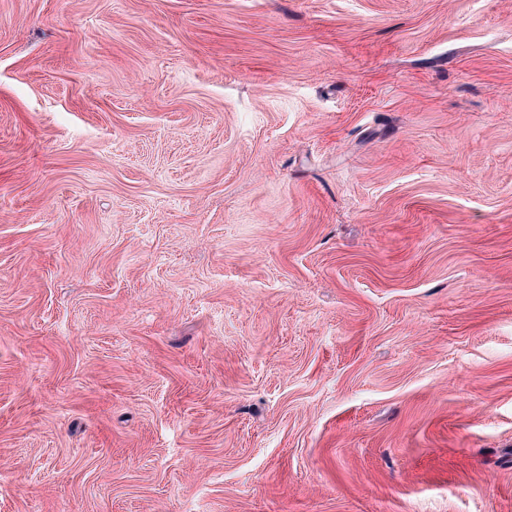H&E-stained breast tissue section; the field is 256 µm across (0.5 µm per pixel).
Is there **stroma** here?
<instances>
[{
  "label": "stroma",
  "mask_w": 512,
  "mask_h": 512,
  "mask_svg": "<svg viewBox=\"0 0 512 512\" xmlns=\"http://www.w3.org/2000/svg\"><path fill=\"white\" fill-rule=\"evenodd\" d=\"M0 512H512V0H0Z\"/></svg>",
  "instance_id": "1"
}]
</instances>
